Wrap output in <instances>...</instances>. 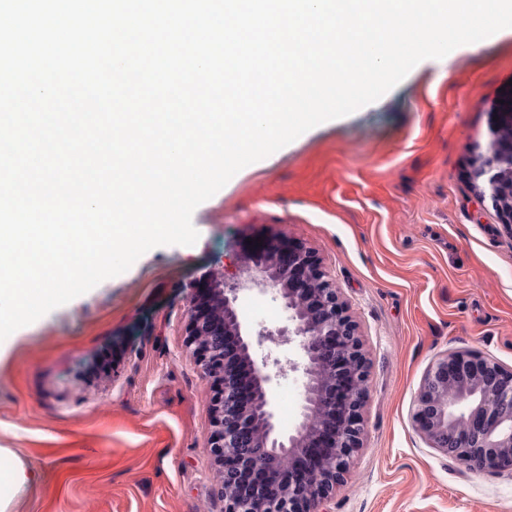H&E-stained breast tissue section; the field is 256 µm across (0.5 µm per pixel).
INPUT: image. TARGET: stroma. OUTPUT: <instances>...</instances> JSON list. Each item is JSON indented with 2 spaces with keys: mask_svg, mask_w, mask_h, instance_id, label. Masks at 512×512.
Here are the masks:
<instances>
[{
  "mask_svg": "<svg viewBox=\"0 0 512 512\" xmlns=\"http://www.w3.org/2000/svg\"><path fill=\"white\" fill-rule=\"evenodd\" d=\"M512 80V28L423 61L379 100L237 174L193 213L191 246L125 273L0 343V487L9 512H224L211 390L187 344L200 276L283 238L320 260L369 371L361 446L321 512H512V470L469 469L412 422L451 350L512 371V231L469 179ZM252 331L278 302L240 294Z\"/></svg>",
  "mask_w": 512,
  "mask_h": 512,
  "instance_id": "1",
  "label": "stroma"
}]
</instances>
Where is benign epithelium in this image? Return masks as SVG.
I'll return each instance as SVG.
<instances>
[{
  "label": "benign epithelium",
  "mask_w": 512,
  "mask_h": 512,
  "mask_svg": "<svg viewBox=\"0 0 512 512\" xmlns=\"http://www.w3.org/2000/svg\"><path fill=\"white\" fill-rule=\"evenodd\" d=\"M489 142L470 177L512 228V88L502 90ZM206 302L187 297V330L201 376L215 383L208 444L219 465L224 512H318L359 447L368 370L339 288L309 251L275 244L245 259L230 281L218 272ZM243 292L280 302L288 325L262 336L299 340L304 361L256 357L236 301ZM299 372L304 401L291 434L275 422L274 382ZM429 447L475 471L512 469V372L474 352L449 351L428 369L412 416Z\"/></svg>",
  "instance_id": "1"
}]
</instances>
